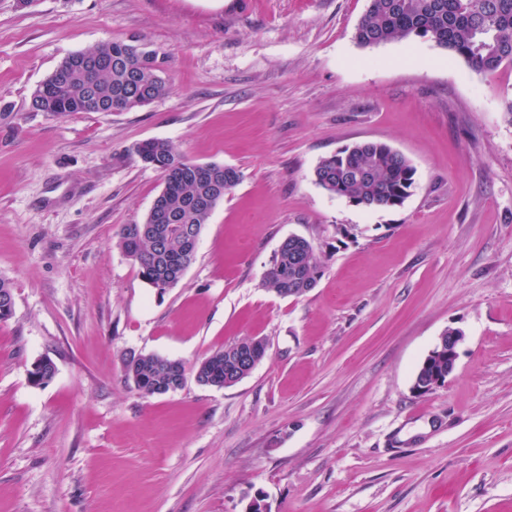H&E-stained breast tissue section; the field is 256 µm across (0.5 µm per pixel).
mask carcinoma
I'll use <instances>...</instances> for the list:
<instances>
[{
	"instance_id": "1",
	"label": "carcinoma",
	"mask_w": 512,
	"mask_h": 512,
	"mask_svg": "<svg viewBox=\"0 0 512 512\" xmlns=\"http://www.w3.org/2000/svg\"><path fill=\"white\" fill-rule=\"evenodd\" d=\"M411 36L427 37L451 55L463 59L478 72L491 73L512 66V0H369L354 38L364 48ZM164 58L143 39L108 41L67 56L36 88L31 108L50 117L78 112H107L114 105L133 102L140 109L166 94L162 77ZM141 161L159 170L164 188L156 197L163 209L180 215L178 226L127 224L119 234V246L139 270L144 282L163 294L175 287L193 258L183 251L181 234L202 227L219 203L204 207L195 200L206 196L211 185L231 191L239 172L210 164L207 174H197V162L185 157L168 140L149 139L136 146ZM416 170L389 145L364 141L324 157L314 170L316 183L328 193L365 208L394 207L404 203L415 186ZM323 272V261L312 243L288 237L264 274V283L282 297H300L314 288ZM14 299L10 282L0 278V321L12 316L5 309ZM256 342L243 339L205 356L193 374L205 382H224V366L234 354ZM127 376L142 395L166 394L182 387L185 365L155 354H133L124 364ZM434 372H448V334L438 342L416 370L419 379Z\"/></svg>"
}]
</instances>
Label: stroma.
Masks as SVG:
<instances>
[{
    "instance_id": "1",
    "label": "stroma",
    "mask_w": 512,
    "mask_h": 512,
    "mask_svg": "<svg viewBox=\"0 0 512 512\" xmlns=\"http://www.w3.org/2000/svg\"><path fill=\"white\" fill-rule=\"evenodd\" d=\"M368 0H0V512H512V67L429 39L360 47ZM149 41L169 91L54 118L30 100L68 55ZM235 168L182 280L157 294L118 245L164 183L143 140ZM384 142L416 169L403 205L318 186L319 161ZM324 267L283 298L280 243ZM457 366L416 369L444 331ZM247 337L224 388L142 396L131 354L193 365ZM54 378L35 386L33 362ZM323 272V261L306 238L288 236L264 274V283L281 297H300L314 288ZM448 333L450 331H446L440 336L438 342L430 351L431 354L429 353L418 366L416 376L419 379L434 373L423 382H417L414 379L413 389L416 393L426 394L441 385L446 377L440 376L437 372L448 373L447 377L454 373L458 359V349L464 340V335L461 331H452L450 336H448ZM440 350H442L441 353H439Z\"/></svg>"
}]
</instances>
